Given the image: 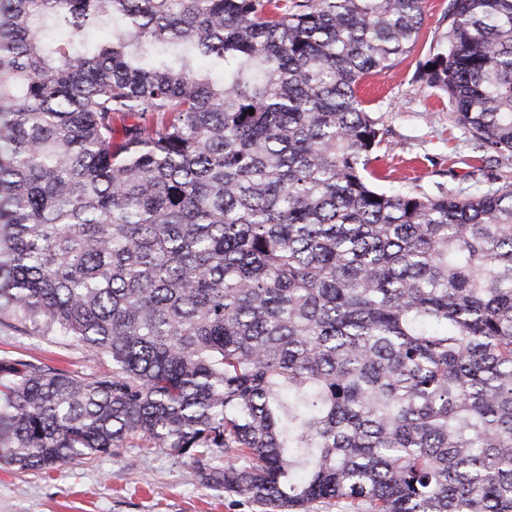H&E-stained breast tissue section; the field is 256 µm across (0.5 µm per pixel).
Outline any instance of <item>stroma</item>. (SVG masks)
I'll use <instances>...</instances> for the list:
<instances>
[{
	"instance_id": "1",
	"label": "stroma",
	"mask_w": 512,
	"mask_h": 512,
	"mask_svg": "<svg viewBox=\"0 0 512 512\" xmlns=\"http://www.w3.org/2000/svg\"><path fill=\"white\" fill-rule=\"evenodd\" d=\"M425 21L413 50L396 67L366 76L359 95L385 137L379 172L416 177L419 190L473 197L496 188L512 157L476 160L467 133L448 117L444 95L415 80L418 65L448 30V0H425ZM11 352L79 375L107 369L101 356L77 344H53L0 325V353ZM0 512H261L258 505L204 485L191 462L161 452L116 448L45 476L0 464Z\"/></svg>"
}]
</instances>
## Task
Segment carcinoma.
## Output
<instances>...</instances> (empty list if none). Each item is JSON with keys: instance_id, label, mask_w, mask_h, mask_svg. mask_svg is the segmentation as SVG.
Here are the masks:
<instances>
[{"instance_id": "1", "label": "carcinoma", "mask_w": 512, "mask_h": 512, "mask_svg": "<svg viewBox=\"0 0 512 512\" xmlns=\"http://www.w3.org/2000/svg\"><path fill=\"white\" fill-rule=\"evenodd\" d=\"M423 21L424 0H0V323L111 363L0 355V463L129 445L272 512H512V174L372 185L358 88ZM418 77L512 156V0H449Z\"/></svg>"}]
</instances>
